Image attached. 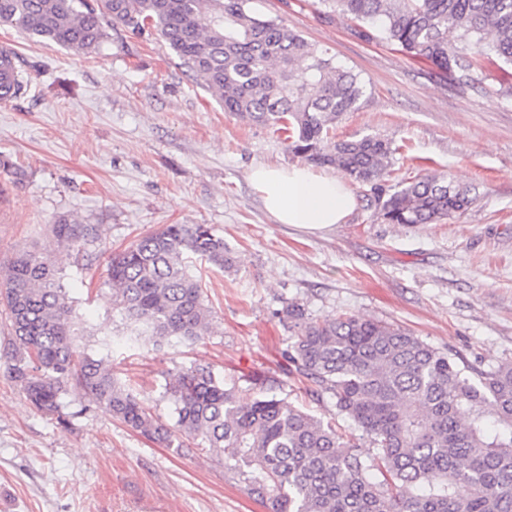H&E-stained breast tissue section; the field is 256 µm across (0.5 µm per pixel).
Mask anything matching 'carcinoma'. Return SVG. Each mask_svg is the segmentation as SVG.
<instances>
[{
  "label": "carcinoma",
  "instance_id": "carcinoma-1",
  "mask_svg": "<svg viewBox=\"0 0 512 512\" xmlns=\"http://www.w3.org/2000/svg\"><path fill=\"white\" fill-rule=\"evenodd\" d=\"M358 23L361 33L432 64L459 85L482 84L481 61L512 64V0H321ZM249 0H0V24L49 45L100 50L104 20L157 33L195 82L224 107L287 134V150L306 164L334 167L370 186L387 224H434L471 208L477 197L443 174L394 185L384 177L397 149L381 137L330 140L358 108L360 79L296 31L254 15ZM0 76L14 97L28 83L13 52L0 50ZM57 241L81 247L96 224L52 225ZM194 255L221 269L236 256L207 224H168L109 261L112 298L132 335L156 347L175 336L196 342L212 324ZM0 298L15 337L10 378L32 405L59 412L71 380L127 427L168 448L199 439L224 466L245 476L271 512H512V363L474 378L467 365L392 325L348 315L307 317L298 303L279 319L294 330L293 374L335 401L376 453L300 408L265 395L239 400L207 367L178 375L170 387L177 420H156L112 375L77 352L72 306L48 258L34 250L0 275Z\"/></svg>",
  "mask_w": 512,
  "mask_h": 512
}]
</instances>
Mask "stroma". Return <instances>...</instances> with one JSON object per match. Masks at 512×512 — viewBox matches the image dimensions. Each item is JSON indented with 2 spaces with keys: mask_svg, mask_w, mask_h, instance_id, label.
<instances>
[{
  "mask_svg": "<svg viewBox=\"0 0 512 512\" xmlns=\"http://www.w3.org/2000/svg\"><path fill=\"white\" fill-rule=\"evenodd\" d=\"M254 15L297 31L357 74L364 94L337 138L377 135L400 151L387 184L427 173L475 188L477 204L436 224H387L366 185L352 184L345 223L310 233L273 221L253 189L256 165L297 159L272 129L225 112L151 33L109 28L101 50L47 46L0 25L28 81L0 104V273L21 251L54 264L72 305L79 351L166 424L167 388L209 367L241 401L273 390L373 452L332 399L312 397L289 372L288 303L307 315H354L404 328L477 371L512 361V64L484 66L481 88L439 78L431 64L365 39L319 0H251ZM99 227L77 249L51 226ZM168 224H208L239 260L220 270L189 259L213 312L209 333L162 348L129 338L112 308L107 263ZM9 311L0 302V512H268L208 448L175 450L133 431L77 388L61 416L35 409L10 378Z\"/></svg>",
  "mask_w": 512,
  "mask_h": 512,
  "instance_id": "stroma-1",
  "label": "stroma"
}]
</instances>
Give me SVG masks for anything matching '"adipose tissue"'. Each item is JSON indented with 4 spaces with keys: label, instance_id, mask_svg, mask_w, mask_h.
Masks as SVG:
<instances>
[{
    "label": "adipose tissue",
    "instance_id": "adipose-tissue-1",
    "mask_svg": "<svg viewBox=\"0 0 512 512\" xmlns=\"http://www.w3.org/2000/svg\"><path fill=\"white\" fill-rule=\"evenodd\" d=\"M249 180L277 223L314 233L344 223L356 207V198L344 179L305 166H256Z\"/></svg>",
    "mask_w": 512,
    "mask_h": 512
}]
</instances>
